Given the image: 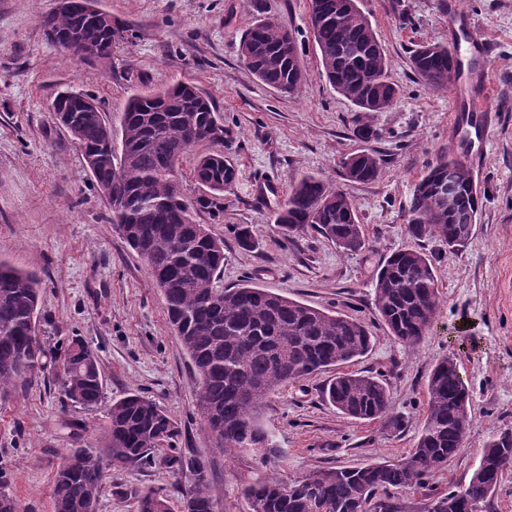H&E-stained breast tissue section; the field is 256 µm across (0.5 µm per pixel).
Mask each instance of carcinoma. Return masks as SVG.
<instances>
[{
    "instance_id": "1",
    "label": "carcinoma",
    "mask_w": 512,
    "mask_h": 512,
    "mask_svg": "<svg viewBox=\"0 0 512 512\" xmlns=\"http://www.w3.org/2000/svg\"><path fill=\"white\" fill-rule=\"evenodd\" d=\"M66 9L44 19L55 44L70 52L75 35L97 40L92 62H112L117 35L112 17L86 13L94 0H67ZM360 0H309V19L323 72L335 91L360 112H384L398 95L384 48ZM240 52L249 71L265 86L296 94L303 85L302 64L288 30L273 20L256 19L246 30ZM453 52L446 44L423 43L411 64L426 87H450ZM55 120L73 138L101 196L111 205L112 223L146 262L162 294L168 323L200 380L198 411L217 447L264 455L273 448L262 408L281 388L338 368L323 394L336 410L359 421H379L400 429L387 387L376 377L346 367L364 358L373 336L363 322L331 313L248 284L219 285L224 239L193 212L221 211L224 191L237 169L220 153L200 157L192 179L207 194L196 204L184 199L181 165L189 149L223 138L224 125L211 101L193 84L177 83L132 95L120 133L103 112H85L82 102L59 93ZM342 166L347 181L376 180L380 159L358 150ZM120 175L122 207L113 205L114 175ZM482 207L480 191L462 159L445 155L414 185L406 215L411 244L391 253L377 270L374 309L391 335L408 347L429 335L439 290L429 257L415 247L437 239L455 253L471 239ZM284 234L309 229L345 252L365 247L354 203L344 190L315 174L295 181L274 214ZM243 249L255 246L250 227L232 229ZM40 288L35 274L0 260V396L31 382L46 362L60 363L63 396L75 408L91 410L104 399L97 354L83 340L46 351L37 336ZM472 423L469 390L457 361L446 357L426 384L425 417L414 448L406 456L357 469H315L285 482L268 478L246 485L250 512H398L381 495L420 488L425 478L463 447ZM179 435L173 418L149 397L130 392L109 407L104 448H70L54 477V512H97L105 473L112 468L152 464L154 452ZM167 462L191 476L189 491L175 498L149 489L137 497V512H217L206 464L192 455H170ZM512 467V433L493 437L483 448L468 484L437 497L427 512H482V505ZM0 469V512H20L5 493Z\"/></svg>"
}]
</instances>
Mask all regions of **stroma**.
<instances>
[{"instance_id": "obj_1", "label": "stroma", "mask_w": 512, "mask_h": 512, "mask_svg": "<svg viewBox=\"0 0 512 512\" xmlns=\"http://www.w3.org/2000/svg\"><path fill=\"white\" fill-rule=\"evenodd\" d=\"M128 27L112 48V65L68 56L47 37L43 20L56 0H0V259L35 273L41 286L38 336L46 348L71 336L97 353L104 403L83 411L47 367L31 383L0 399V468L8 494L27 512H53V479L70 448L106 444L107 406L131 389L154 400L177 422L179 452L205 461L219 512H249L245 484L298 479L315 469L353 468L399 459L413 448L425 415L426 383L444 357H455L472 395L465 444L423 487L393 494L400 512H423L432 498L468 483L485 444L512 433V0H364L399 87L384 112H360L329 85L309 22L308 0H95ZM410 22L402 26L399 15ZM287 27L302 59L301 93L259 82L240 55L253 19ZM474 27L491 47L481 58L465 44ZM463 46L452 89L429 90L410 57L418 44ZM181 81L207 95L224 123L223 139L202 142L190 158L221 153L238 171L225 191L224 211L198 223L224 240L225 287L243 281L290 299L368 323L371 351L356 371L382 380L403 425L355 421L322 397L330 372L305 378L274 395L265 422L277 447L267 459L224 452L204 430L198 380L171 332L149 269L112 224L78 146L49 110L70 89L96 99L120 129L136 92ZM474 99L489 92L499 109L474 180L484 195L473 236L462 252L422 241L440 291L434 326L414 348L390 335L373 311V281L392 251L407 245L406 209L417 180L441 155L466 157L454 120V92ZM376 135L363 142L357 126ZM365 150L382 165L368 183L344 179L341 162ZM313 173L353 200L365 247L344 253L308 231L285 241L272 222L290 184ZM250 225L257 245L238 247L231 229ZM188 474L155 463L115 468L104 479L98 512H136L135 492L180 493Z\"/></svg>"}]
</instances>
